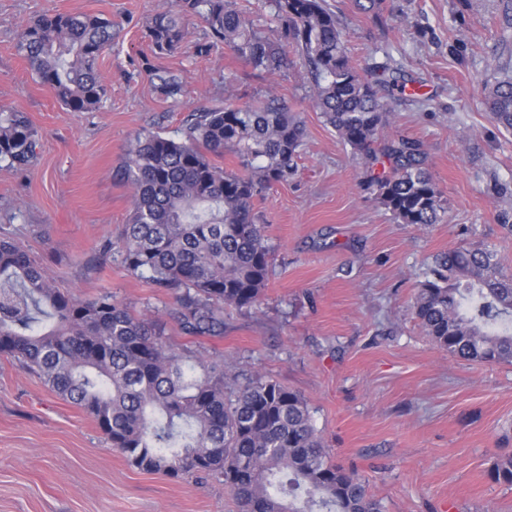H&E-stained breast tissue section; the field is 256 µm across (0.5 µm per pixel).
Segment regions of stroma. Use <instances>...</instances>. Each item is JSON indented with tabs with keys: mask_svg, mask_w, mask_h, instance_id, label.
<instances>
[{
	"mask_svg": "<svg viewBox=\"0 0 512 512\" xmlns=\"http://www.w3.org/2000/svg\"><path fill=\"white\" fill-rule=\"evenodd\" d=\"M173 0H0V109L25 112L40 134L23 170L0 161V237L14 240L53 285L81 298L111 292L168 342L220 357L228 375L259 374L308 401L324 446L364 476L385 512H512V486L489 477L512 454V364L448 355L412 314L433 258L462 244L494 247L512 269V131L488 112L484 87L512 67L505 0H385L380 16L327 0L360 65L388 63L424 102L395 95L382 136L422 142L445 215L402 224L374 199L367 172L315 108L305 71L258 78L196 18L187 42L156 56L146 23ZM111 19L101 59L107 95L72 112L18 53L44 13ZM180 77L164 95L154 71ZM277 96L304 128L297 170L256 202L273 252L251 308L225 306L224 333L194 337L170 319L175 294L122 262L132 208L121 166L145 129L179 137L203 108ZM0 512H238L222 479L175 480L132 466L81 408L0 356Z\"/></svg>",
	"mask_w": 512,
	"mask_h": 512,
	"instance_id": "1",
	"label": "stroma"
}]
</instances>
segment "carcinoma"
<instances>
[{
	"mask_svg": "<svg viewBox=\"0 0 512 512\" xmlns=\"http://www.w3.org/2000/svg\"><path fill=\"white\" fill-rule=\"evenodd\" d=\"M280 39L255 27L234 0H175L146 25L158 56L187 38L184 17L200 18L255 76L302 61L314 105L341 142L360 156L378 203L402 224L442 221L441 196L422 144L377 143L392 112L380 95L406 87L396 68L362 67L350 55L325 0H274ZM112 20L42 14L25 24L18 52L37 79L72 112L99 107L106 95L99 60L112 45ZM170 96L178 79L154 73ZM492 115L512 129V74L485 85ZM303 131L275 99L191 113L175 139L142 131L124 162L133 206L122 226L123 263L156 288L180 291L169 315L191 336H220L224 306L251 307L266 287L271 248L254 200L291 177ZM39 133L20 111L0 112V161L23 168ZM229 153L237 170L212 158ZM436 345L452 357L512 363V269L488 245L434 258L412 306ZM0 355L17 360L50 390L87 412L135 467L182 479L224 478L241 512H384L366 481L332 460L298 392L256 375L224 381V359L179 351L157 325L103 292L80 299L52 286L41 264L0 238ZM489 475L512 486V455Z\"/></svg>",
	"mask_w": 512,
	"mask_h": 512,
	"instance_id": "obj_1",
	"label": "carcinoma"
}]
</instances>
